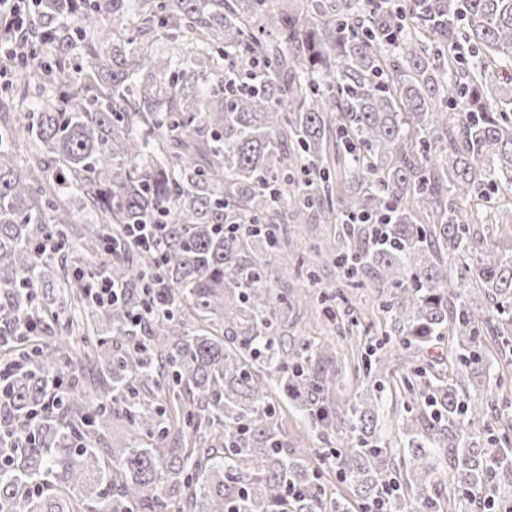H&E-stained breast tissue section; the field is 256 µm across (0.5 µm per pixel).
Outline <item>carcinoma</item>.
<instances>
[{"label":"carcinoma","instance_id":"obj_1","mask_svg":"<svg viewBox=\"0 0 512 512\" xmlns=\"http://www.w3.org/2000/svg\"><path fill=\"white\" fill-rule=\"evenodd\" d=\"M136 2L42 0L31 36L54 54L0 101L18 113L0 146L32 149H0V336L26 435L0 460V512H350L322 458L365 512H512V426L488 418L512 386V207L492 203L512 195V0ZM71 14L106 37L85 43L84 78L30 109V79L61 78L83 33ZM138 31L179 50L158 57ZM68 189L97 223L77 224ZM310 215L339 221L341 245L281 241ZM131 224L164 230L146 247ZM318 260L336 282L271 288L316 282ZM99 271L124 288L112 305L85 294ZM360 288L377 292L368 319L336 307ZM313 301L349 339L373 331L355 365L281 333ZM149 307L166 315L132 327ZM352 368L371 385L343 411ZM387 389L394 443L378 429ZM284 401L345 446L304 447ZM115 419L128 435L104 450Z\"/></svg>","mask_w":512,"mask_h":512}]
</instances>
